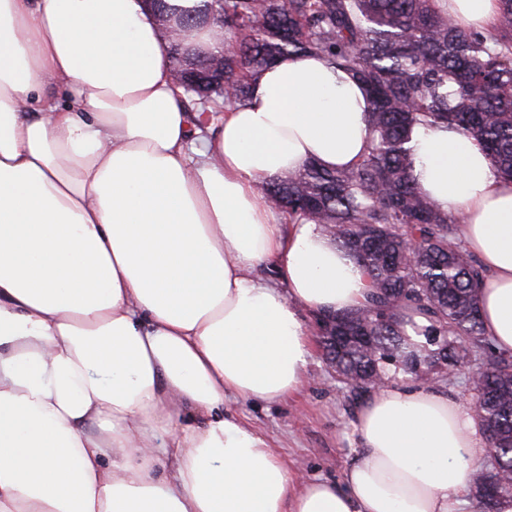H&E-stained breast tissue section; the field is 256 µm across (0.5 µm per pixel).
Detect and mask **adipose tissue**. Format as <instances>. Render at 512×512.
I'll return each instance as SVG.
<instances>
[{
  "label": "adipose tissue",
  "instance_id": "ef3b65f1",
  "mask_svg": "<svg viewBox=\"0 0 512 512\" xmlns=\"http://www.w3.org/2000/svg\"><path fill=\"white\" fill-rule=\"evenodd\" d=\"M435 3L464 29L499 11ZM171 61L147 0H0V512H462L485 439L454 396L376 389L339 481L290 476L225 407L296 393L301 310L366 299L323 225L284 224L257 189L355 165L364 83L282 57L205 138ZM410 147L510 353L512 180L452 127L417 126Z\"/></svg>",
  "mask_w": 512,
  "mask_h": 512
}]
</instances>
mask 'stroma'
Here are the masks:
<instances>
[{"mask_svg": "<svg viewBox=\"0 0 512 512\" xmlns=\"http://www.w3.org/2000/svg\"><path fill=\"white\" fill-rule=\"evenodd\" d=\"M226 407L265 437L292 474L339 481L351 464L355 413L319 347L311 349L297 393L278 402L236 400Z\"/></svg>", "mask_w": 512, "mask_h": 512, "instance_id": "obj_1", "label": "stroma"}]
</instances>
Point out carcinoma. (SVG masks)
Returning <instances> with one entry per match:
<instances>
[{
  "mask_svg": "<svg viewBox=\"0 0 512 512\" xmlns=\"http://www.w3.org/2000/svg\"><path fill=\"white\" fill-rule=\"evenodd\" d=\"M499 2L487 33L457 27L432 0H212L214 19L224 23V74L214 55L178 52L173 60L192 112L243 102L250 80L284 55H320L365 83L371 140L357 164L309 163L258 184L289 221L324 225L367 274L362 307L315 315L323 355L350 405L385 383L389 362L410 374L480 375L470 409L492 434V454L473 489L490 505L512 495V354L484 333L483 270L459 220L418 191L408 143L421 123L453 126L479 138L497 172L512 179V0ZM195 26V16H179L178 42ZM415 314L429 325L415 326ZM408 325L424 344L411 341Z\"/></svg>",
  "mask_w": 512,
  "mask_h": 512,
  "instance_id": "1",
  "label": "carcinoma"
}]
</instances>
